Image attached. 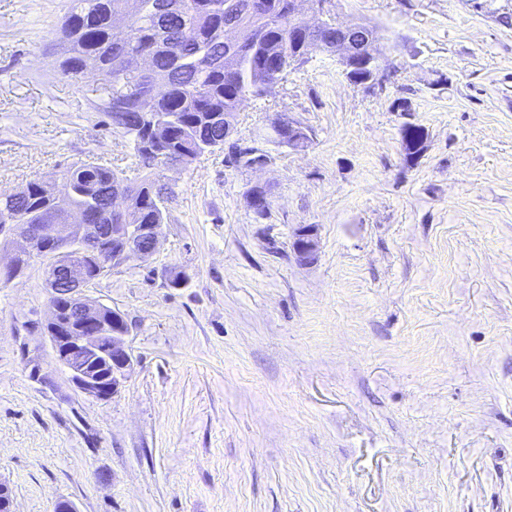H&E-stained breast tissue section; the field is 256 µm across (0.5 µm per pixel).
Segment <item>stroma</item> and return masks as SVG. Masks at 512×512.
Returning <instances> with one entry per match:
<instances>
[{
  "mask_svg": "<svg viewBox=\"0 0 512 512\" xmlns=\"http://www.w3.org/2000/svg\"><path fill=\"white\" fill-rule=\"evenodd\" d=\"M331 4L373 29L381 81L310 51L242 102L229 147L160 168L154 254L85 290L128 326L110 400L54 356L42 260L0 280L14 512H512V0ZM68 5L0 0V195L91 159L137 174L109 82L61 72ZM285 118L307 147L271 141ZM315 227L313 225H304L299 228L298 236L295 240L294 254L301 263H309L316 256Z\"/></svg>",
  "mask_w": 512,
  "mask_h": 512,
  "instance_id": "1",
  "label": "stroma"
}]
</instances>
